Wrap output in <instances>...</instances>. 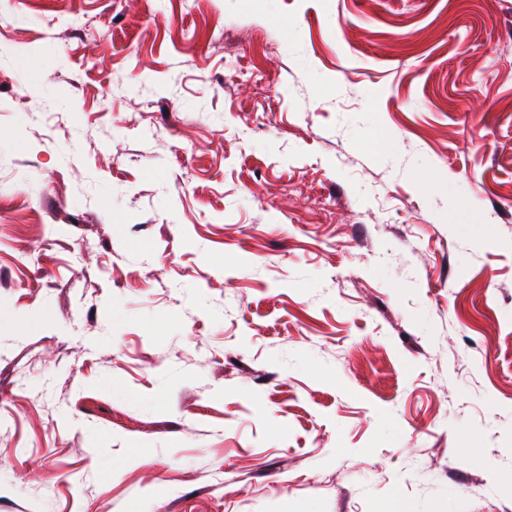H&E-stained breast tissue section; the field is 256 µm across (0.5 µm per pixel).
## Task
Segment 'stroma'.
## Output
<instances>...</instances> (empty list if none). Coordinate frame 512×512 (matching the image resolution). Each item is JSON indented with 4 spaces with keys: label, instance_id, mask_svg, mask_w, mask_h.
<instances>
[{
    "label": "stroma",
    "instance_id": "1",
    "mask_svg": "<svg viewBox=\"0 0 512 512\" xmlns=\"http://www.w3.org/2000/svg\"><path fill=\"white\" fill-rule=\"evenodd\" d=\"M396 499L512 512V0H0V512Z\"/></svg>",
    "mask_w": 512,
    "mask_h": 512
}]
</instances>
